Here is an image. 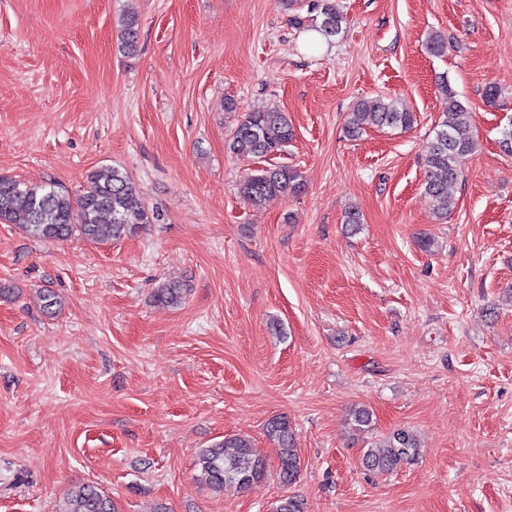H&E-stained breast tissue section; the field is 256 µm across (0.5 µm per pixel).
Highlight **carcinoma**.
I'll return each mask as SVG.
<instances>
[{
  "mask_svg": "<svg viewBox=\"0 0 512 512\" xmlns=\"http://www.w3.org/2000/svg\"><path fill=\"white\" fill-rule=\"evenodd\" d=\"M310 16L291 17L298 28L319 31L330 39L342 30L344 17L336 0H312ZM140 30L138 19L127 16L121 32L120 49L125 54L137 52ZM438 91L448 98V109L433 128L424 159L425 193L433 201L436 218H448L456 207L448 194L462 164L477 147L471 134V111L458 99L448 78L438 79ZM417 122L415 113L397 102L377 96L357 101L349 113L346 133L357 138L368 126L379 129L406 130ZM294 129L287 113L278 110L245 112L231 129L227 150L235 155L267 157L284 150L292 141ZM305 187L301 172L291 165H275L245 175L238 187L241 198L258 209L275 196L287 197ZM159 213L147 205L132 176L124 169L101 165L91 170L86 184L77 196L51 183H32L0 176V223L12 224L27 236L41 241L59 242L79 237L104 243L136 234L158 220ZM186 291L179 281H163L155 289L160 303L177 306ZM43 312L54 316L62 301L55 291H40ZM373 413L366 406L350 411V424L355 430L371 426ZM266 433L277 445L278 478L281 483H294L300 471V455L292 427L285 418L267 423ZM419 444L415 435L397 429L363 452L362 466L376 474H389L415 460ZM266 476V464L244 436H227L198 453L196 480L199 484L221 492L227 485L249 490ZM58 512H115L110 497L91 483L75 484Z\"/></svg>",
  "mask_w": 512,
  "mask_h": 512,
  "instance_id": "carcinoma-1",
  "label": "carcinoma"
}]
</instances>
